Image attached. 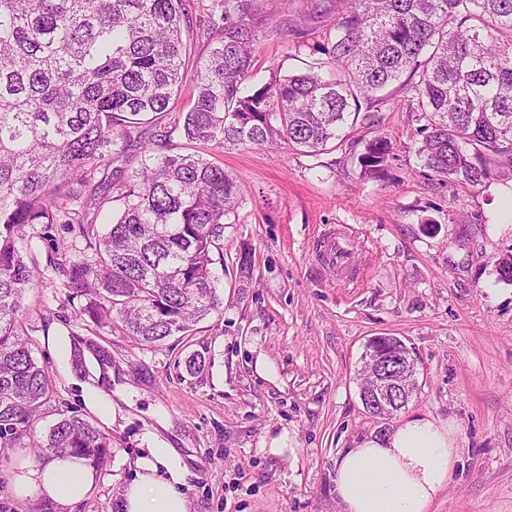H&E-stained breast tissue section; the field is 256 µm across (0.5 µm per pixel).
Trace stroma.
I'll return each instance as SVG.
<instances>
[{
    "instance_id": "stroma-1",
    "label": "stroma",
    "mask_w": 512,
    "mask_h": 512,
    "mask_svg": "<svg viewBox=\"0 0 512 512\" xmlns=\"http://www.w3.org/2000/svg\"><path fill=\"white\" fill-rule=\"evenodd\" d=\"M312 0H277L259 16L253 81L303 67L336 19L311 18ZM378 123L347 124L323 153L286 142L237 146L214 156L233 173L241 203L224 226L216 267L220 309L191 335L149 348L78 318L52 263L86 246L63 224H34L20 244L40 281L23 329L51 385V409L77 411L112 441L95 489L72 512H116L147 448H174L187 464L190 512H340L336 460L355 440L383 435L416 413L453 423L461 461L431 512H512V285L499 256L512 250V169L471 187L423 168L409 98L400 84ZM393 157L380 177L357 156L374 136ZM353 245L354 282L316 256L321 239ZM253 257L248 288L236 262ZM112 352L110 382L94 359L75 371L71 334ZM395 336L415 360L418 389L395 420L362 404L369 339ZM203 372L187 371L193 354ZM288 436L290 451L272 453ZM34 454L0 448V512H36L12 477Z\"/></svg>"
}]
</instances>
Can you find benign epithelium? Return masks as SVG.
<instances>
[{
  "instance_id": "benign-epithelium-1",
  "label": "benign epithelium",
  "mask_w": 512,
  "mask_h": 512,
  "mask_svg": "<svg viewBox=\"0 0 512 512\" xmlns=\"http://www.w3.org/2000/svg\"><path fill=\"white\" fill-rule=\"evenodd\" d=\"M365 362L378 365L380 378L371 393L361 394L363 405L373 416L389 419L396 414V408L405 403L415 382V363L403 350L385 357H369Z\"/></svg>"
}]
</instances>
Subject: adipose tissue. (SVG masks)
Instances as JSON below:
<instances>
[{
    "label": "adipose tissue",
    "instance_id": "adipose-tissue-1",
    "mask_svg": "<svg viewBox=\"0 0 512 512\" xmlns=\"http://www.w3.org/2000/svg\"><path fill=\"white\" fill-rule=\"evenodd\" d=\"M459 459L455 427L417 414L342 453L336 495L343 512H430ZM136 466L119 502L121 512H189L182 490L188 469L175 449H149ZM13 482L20 498L34 496L65 512L90 494L97 478L82 461L55 456L38 465L25 463Z\"/></svg>",
    "mask_w": 512,
    "mask_h": 512
}]
</instances>
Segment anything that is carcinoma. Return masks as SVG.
Here are the masks:
<instances>
[{"mask_svg": "<svg viewBox=\"0 0 512 512\" xmlns=\"http://www.w3.org/2000/svg\"><path fill=\"white\" fill-rule=\"evenodd\" d=\"M255 2L212 0L192 104L147 140L126 115L177 108L187 0H0L1 448L96 468L112 456V440L77 415L39 426L50 388L22 330L25 296L38 287L18 247L26 227L78 225L89 252L54 263L78 317L142 344L184 335L221 307L212 252L240 188L200 152L172 151L174 133L215 151L286 141L316 156L350 115L365 110L363 123L375 124L381 92L405 74L425 169L477 187L491 177L489 156L512 167V0H318L324 12L341 9L334 37L303 71L259 87L249 85ZM132 147L144 159L126 177L121 214L98 235L91 212L112 203L98 164ZM391 156L379 135L357 160L376 177ZM252 270L242 254L243 285ZM496 271L512 284V250ZM87 352L112 365L107 347L78 338L75 370Z\"/></svg>", "mask_w": 512, "mask_h": 512, "instance_id": "obj_1", "label": "carcinoma"}]
</instances>
